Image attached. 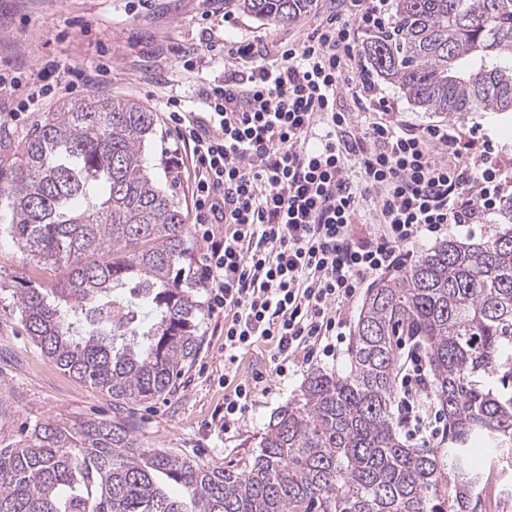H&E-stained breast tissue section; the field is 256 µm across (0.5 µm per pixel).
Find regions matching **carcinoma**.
I'll return each mask as SVG.
<instances>
[{"mask_svg": "<svg viewBox=\"0 0 512 512\" xmlns=\"http://www.w3.org/2000/svg\"><path fill=\"white\" fill-rule=\"evenodd\" d=\"M312 0H224L294 21ZM363 45L413 102L460 118L512 112V0H395ZM157 117L133 100L63 103L22 147L7 232L58 288H16L31 340L112 397H159L192 362L200 284L182 276L187 215L150 174ZM152 305L151 319L141 314ZM423 348L445 439L408 444L393 407L405 342ZM345 374L316 369L273 417L242 471L148 448L125 419L70 432L37 424L0 448V512H469L473 444L512 448V224L442 242L380 278Z\"/></svg>", "mask_w": 512, "mask_h": 512, "instance_id": "1", "label": "carcinoma"}]
</instances>
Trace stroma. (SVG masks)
Returning <instances> with one entry per match:
<instances>
[{"label": "stroma", "instance_id": "stroma-1", "mask_svg": "<svg viewBox=\"0 0 512 512\" xmlns=\"http://www.w3.org/2000/svg\"><path fill=\"white\" fill-rule=\"evenodd\" d=\"M218 0H149L145 8L130 11L129 0H0V69L33 72L46 62L88 65L108 61L111 71L105 83L93 89L77 88L72 99L88 95L136 100L158 110L167 96L182 100L183 111L200 105V93L224 77L223 54H209L201 73H190L177 61L181 50L204 48L209 35L200 24L204 11L217 8ZM351 0H313L297 20L280 23L242 12H232L224 29L229 39H258L267 45L302 44L310 28L321 18L347 17ZM377 95L389 97L394 116L423 127L445 123L468 136L486 133L494 144L492 160L512 168V113L474 112L457 119L417 106L394 83L373 78ZM17 93L0 85V283L9 290L26 285L54 288L62 270L30 262L2 230L11 210L3 191L10 184L13 166L24 142L39 128L47 113L60 106L53 99L42 109L6 117ZM178 145L166 118H159L157 132L146 147L148 166L160 183H177V197L184 211H191V188L182 172L171 163ZM201 347L185 367L176 392L145 402L114 408L111 398L89 384L76 380L44 357L30 341L21 316L9 295L0 297V448L24 442L34 425L51 423L75 429L92 420H111L114 415L132 419L137 436L150 448L190 455L216 469H240L258 453V442L271 417L298 394L311 368L344 372L349 343H342L336 358L314 357L276 375L272 344L261 342L242 355L237 378L260 372V384L251 404L225 433L224 319L198 314ZM500 453L482 449L474 458L487 492L473 512H512V467L499 460Z\"/></svg>", "mask_w": 512, "mask_h": 512}]
</instances>
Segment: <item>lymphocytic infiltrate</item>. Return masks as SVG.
I'll return each instance as SVG.
<instances>
[{"instance_id":"f902f5d3","label":"lymphocytic infiltrate","mask_w":512,"mask_h":512,"mask_svg":"<svg viewBox=\"0 0 512 512\" xmlns=\"http://www.w3.org/2000/svg\"><path fill=\"white\" fill-rule=\"evenodd\" d=\"M354 6L348 18L326 17L302 45L280 46L272 57L250 39L223 42L228 66L223 81L203 91L202 111H180L173 97L165 103L205 243L191 273L207 292L209 314L224 317L225 364L261 340L274 343L281 377L315 353L335 356L342 309L368 277L406 263L425 234L487 223L512 185L490 158L491 140L390 119L392 104L373 97L367 72L354 70L356 37L386 28V2ZM109 70L104 62H52L23 78L1 73L0 84L20 91L17 110L33 112ZM343 82L374 121L355 125L339 107ZM369 207L379 229L362 236L356 226ZM425 382L422 357L409 353L401 421L415 433L425 407L412 395Z\"/></svg>"}]
</instances>
